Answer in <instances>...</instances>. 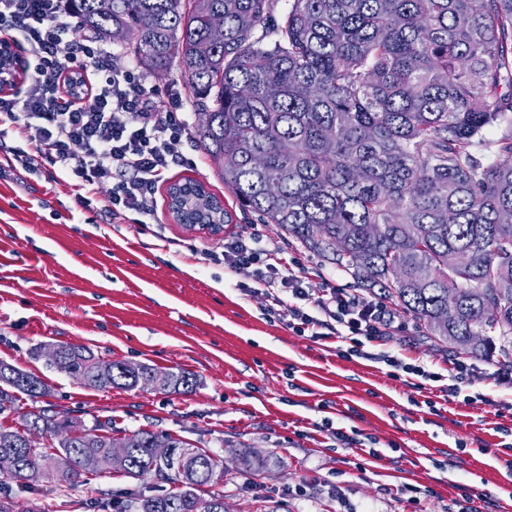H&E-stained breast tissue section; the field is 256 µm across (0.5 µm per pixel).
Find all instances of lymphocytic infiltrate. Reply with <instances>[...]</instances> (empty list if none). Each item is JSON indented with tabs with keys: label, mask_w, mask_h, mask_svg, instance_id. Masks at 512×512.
Instances as JSON below:
<instances>
[{
	"label": "lymphocytic infiltrate",
	"mask_w": 512,
	"mask_h": 512,
	"mask_svg": "<svg viewBox=\"0 0 512 512\" xmlns=\"http://www.w3.org/2000/svg\"><path fill=\"white\" fill-rule=\"evenodd\" d=\"M72 17L69 0H0V43L18 49L25 63L20 88L0 91V126L14 135L7 166L31 174L52 166L76 188L78 207H98L115 224L156 223L160 182L191 163L183 152L191 138L188 117L178 102L146 88L135 68L116 67L106 41L72 38ZM202 257L234 273L249 270L242 291L262 286L268 315L287 307L290 329L339 339L348 356L428 378L421 366L369 350L394 321L384 298L333 286L312 296L301 258L256 235L225 239L220 251Z\"/></svg>",
	"instance_id": "f902f5d3"
}]
</instances>
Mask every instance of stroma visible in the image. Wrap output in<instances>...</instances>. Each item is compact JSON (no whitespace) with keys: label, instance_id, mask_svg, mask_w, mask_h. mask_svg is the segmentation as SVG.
Wrapping results in <instances>:
<instances>
[{"label":"stroma","instance_id":"35a3bbf8","mask_svg":"<svg viewBox=\"0 0 512 512\" xmlns=\"http://www.w3.org/2000/svg\"><path fill=\"white\" fill-rule=\"evenodd\" d=\"M188 166L170 182L192 179L222 201L231 222L214 234L176 223L167 189L156 198L159 223L111 224L75 203V191L48 176L0 175V361L33 373L49 400L85 424L111 420L117 431H167L208 448L224 464L228 512H337L323 492L343 472V493L357 512H411L403 486L428 490V512H444L466 485L488 494L489 512H512V383L498 380L495 357L475 358L474 388L484 400L445 399L440 383L414 375L393 379L384 364L345 358L333 340L317 341L267 317L265 298L239 285L247 272L199 260L224 238L260 232L266 243L304 258L308 287H354L349 273L301 246L277 225L242 209L197 142L184 147ZM385 348L406 362L445 372L461 351L430 338L395 310ZM46 343H73L112 360L194 373L192 393L115 387L94 390L37 357ZM358 430L359 445H340L337 430ZM269 457L253 473L243 448ZM303 485L306 496L293 495Z\"/></svg>","mask_w":512,"mask_h":512}]
</instances>
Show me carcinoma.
Instances as JSON below:
<instances>
[{
    "mask_svg": "<svg viewBox=\"0 0 512 512\" xmlns=\"http://www.w3.org/2000/svg\"><path fill=\"white\" fill-rule=\"evenodd\" d=\"M85 36L117 39L146 69L168 73L179 58L199 119L195 138L242 208L305 248L378 287L430 335L473 356L498 352L512 366V0H71ZM224 17V43L209 20ZM506 126L500 137L484 131ZM181 224L209 211L230 223L193 180L168 189ZM459 260L448 265V252ZM455 288L453 298L448 289ZM456 312L448 314V304ZM88 388H145L146 363L105 359L65 344ZM167 389L190 394L195 375L169 370ZM50 395L38 376L0 361V414L19 395ZM0 426V457L16 474L47 470L55 487L99 477L91 457L126 444L113 471L170 485L125 500L90 488L100 512H223V462L164 431L116 432L94 420L71 441L75 421L50 402ZM36 429L52 444L30 448ZM165 440L175 456L158 460ZM240 464L260 471L262 452Z\"/></svg>",
    "mask_w": 512,
    "mask_h": 512,
    "instance_id": "1",
    "label": "carcinoma"
}]
</instances>
